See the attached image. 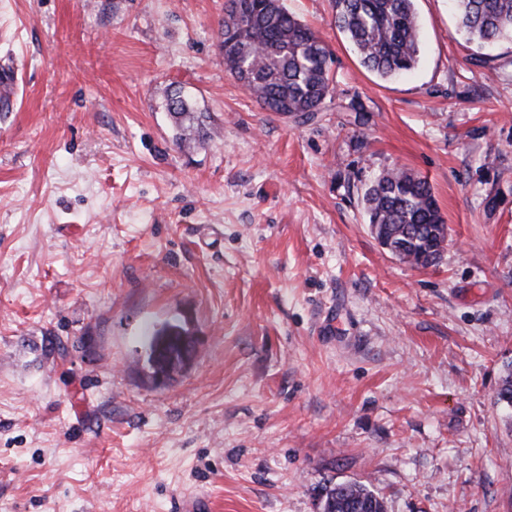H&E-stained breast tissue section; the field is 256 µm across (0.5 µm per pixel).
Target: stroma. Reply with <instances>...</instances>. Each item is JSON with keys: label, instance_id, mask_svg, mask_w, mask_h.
<instances>
[{"label": "stroma", "instance_id": "35a3bbf8", "mask_svg": "<svg viewBox=\"0 0 512 512\" xmlns=\"http://www.w3.org/2000/svg\"><path fill=\"white\" fill-rule=\"evenodd\" d=\"M226 0H0V512H512V41L415 0L417 67L383 79L331 0H286L334 98L267 112L224 70ZM178 83L206 136L177 144ZM430 182L435 265L383 249L384 169ZM176 319L190 364L149 378ZM321 497V512H355L361 502L369 504V512H385L382 498L357 482L325 486Z\"/></svg>", "mask_w": 512, "mask_h": 512}]
</instances>
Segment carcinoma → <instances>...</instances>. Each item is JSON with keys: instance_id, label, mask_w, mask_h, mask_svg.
Listing matches in <instances>:
<instances>
[{"instance_id": "obj_1", "label": "carcinoma", "mask_w": 512, "mask_h": 512, "mask_svg": "<svg viewBox=\"0 0 512 512\" xmlns=\"http://www.w3.org/2000/svg\"><path fill=\"white\" fill-rule=\"evenodd\" d=\"M461 30L470 40L494 43L512 39V0H452ZM336 27L351 42L360 63L382 78L414 68L420 51L415 0H332ZM224 69L268 112L307 117L319 112L335 85L332 52L321 37L288 11L284 0H229L221 25ZM167 107L176 140L191 142L204 135L205 116L179 85H170ZM368 223L393 244L406 245L414 265L429 253L432 241H443L442 218L429 182L401 168L382 171L364 190ZM178 321L148 334L152 374H171L190 359L192 343ZM385 512L382 498L357 482L323 488L322 512Z\"/></svg>"}]
</instances>
